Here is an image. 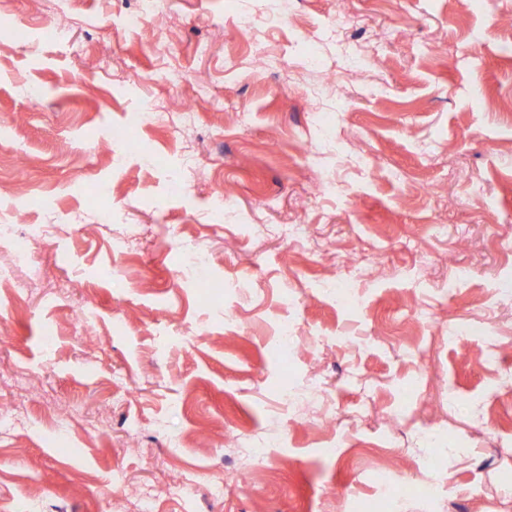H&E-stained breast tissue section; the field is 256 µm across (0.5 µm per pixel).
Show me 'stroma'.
<instances>
[{"mask_svg": "<svg viewBox=\"0 0 512 512\" xmlns=\"http://www.w3.org/2000/svg\"><path fill=\"white\" fill-rule=\"evenodd\" d=\"M138 7L0 0L27 26H0V215L62 227L31 241L26 293L0 283V408L25 415L0 429V512H429L427 482L430 512H512V0H159L126 28ZM248 15L275 20L276 72ZM340 15L369 67L334 87L306 56L339 71ZM176 95L190 125L135 124ZM353 254L373 276L344 308L322 285Z\"/></svg>", "mask_w": 512, "mask_h": 512, "instance_id": "1", "label": "stroma"}]
</instances>
